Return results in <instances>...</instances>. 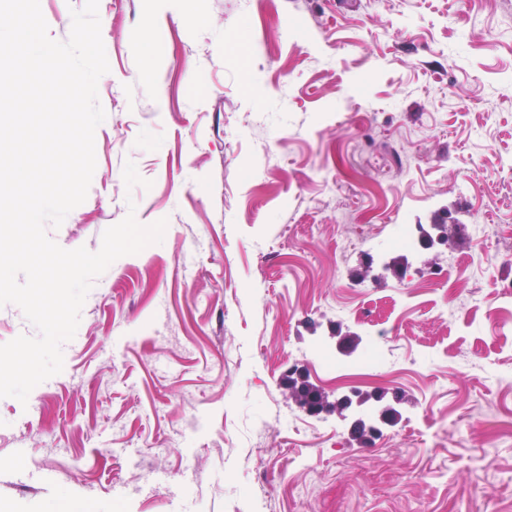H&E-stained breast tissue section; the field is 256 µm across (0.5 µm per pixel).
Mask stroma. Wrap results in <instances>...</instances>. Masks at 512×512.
Instances as JSON below:
<instances>
[{"label": "stroma", "instance_id": "35a3bbf8", "mask_svg": "<svg viewBox=\"0 0 512 512\" xmlns=\"http://www.w3.org/2000/svg\"><path fill=\"white\" fill-rule=\"evenodd\" d=\"M99 17L96 169L46 232L95 252L127 213L168 224L95 280L62 372L0 398V512H512V0ZM129 161L150 188L126 187ZM398 224L449 240L375 249ZM375 318L385 372L315 360L357 364ZM292 368L332 401L400 395V416L360 442L297 404Z\"/></svg>", "mask_w": 512, "mask_h": 512}]
</instances>
